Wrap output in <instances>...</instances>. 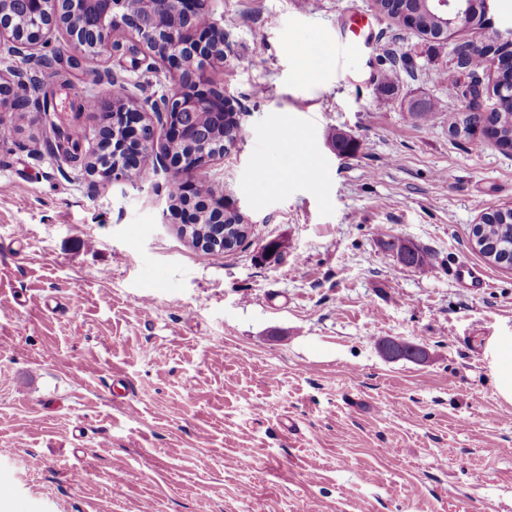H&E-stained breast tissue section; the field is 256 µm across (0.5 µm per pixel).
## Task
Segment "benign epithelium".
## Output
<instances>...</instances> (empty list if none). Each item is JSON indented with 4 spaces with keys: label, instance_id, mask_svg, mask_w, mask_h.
Returning a JSON list of instances; mask_svg holds the SVG:
<instances>
[{
    "label": "benign epithelium",
    "instance_id": "7a95c632",
    "mask_svg": "<svg viewBox=\"0 0 512 512\" xmlns=\"http://www.w3.org/2000/svg\"><path fill=\"white\" fill-rule=\"evenodd\" d=\"M212 0H0V58L21 57L38 60L47 55L50 34L58 27L68 32L80 50L81 61L94 62L105 51L116 49L112 35L124 30L143 47L144 57L135 66L153 59H174L182 67L180 81L161 97L143 98L115 104L93 99L98 123L93 130V147L82 157L81 167L89 188L96 190L115 180L129 179L141 173V153L148 147L155 162L173 170L180 178L191 177L208 164L205 155L188 164L170 147L194 145L206 136V130L193 120L195 113L207 112L215 122L224 123V113L235 111L230 99L213 79V64L224 61V33L211 8ZM439 19L436 38L445 39L458 31L473 34L470 43L482 45L480 30L488 18L473 14L468 0H431ZM497 44L485 45L486 69L502 68L496 95H512V28L497 30ZM27 81V74L16 72L6 81L0 76V104L8 100L15 86ZM166 132L161 152L155 151V125ZM175 197L186 218L196 221L197 204L191 195L177 186ZM383 354L391 359H425L419 348L386 340Z\"/></svg>",
    "mask_w": 512,
    "mask_h": 512
}]
</instances>
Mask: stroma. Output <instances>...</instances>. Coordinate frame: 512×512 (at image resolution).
<instances>
[{"label": "stroma", "instance_id": "1", "mask_svg": "<svg viewBox=\"0 0 512 512\" xmlns=\"http://www.w3.org/2000/svg\"><path fill=\"white\" fill-rule=\"evenodd\" d=\"M372 4L216 0L214 79L241 137L198 176L251 226L223 255L180 236L173 171L94 192L53 145L95 125L79 102L111 100L97 73L142 98L178 69L135 67L123 32L74 69L56 31L54 112L36 93L25 113L0 108V512H512V405L484 354L512 331V268L471 244L483 213L512 207V150L448 132L470 32L437 43ZM356 8L378 46L370 71L295 53L333 52ZM420 99L438 107L423 121L407 114ZM336 130L354 155L332 148ZM384 235L427 265L385 254ZM272 242L281 256L263 258ZM461 261L486 287L460 286ZM387 339L428 357L387 359Z\"/></svg>", "mask_w": 512, "mask_h": 512}]
</instances>
